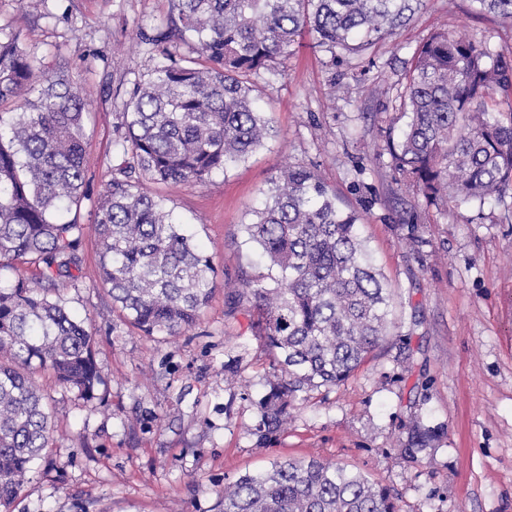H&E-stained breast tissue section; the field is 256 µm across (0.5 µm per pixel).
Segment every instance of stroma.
Instances as JSON below:
<instances>
[{
	"mask_svg": "<svg viewBox=\"0 0 512 512\" xmlns=\"http://www.w3.org/2000/svg\"><path fill=\"white\" fill-rule=\"evenodd\" d=\"M177 18V0H0V29L25 35L31 57L88 93L79 223H92L121 162L113 142L127 91L152 66L144 39ZM441 29L512 57V20L472 0H427L358 56L301 33L277 75L254 80L273 135L206 182L155 186L215 269L191 330L152 337L121 321L98 244L82 239L80 285L62 295L88 321L101 383L89 402L44 374L53 432L11 512H221L240 475L313 457L387 488L399 512H512V191L439 211L385 152L386 129L404 122L412 55ZM288 164L315 169L359 213L395 326L343 383L298 394L286 429L262 441L260 403L279 371L254 313L229 309L225 287L255 272L242 226ZM418 426L442 434L409 459L402 448Z\"/></svg>",
	"mask_w": 512,
	"mask_h": 512,
	"instance_id": "1",
	"label": "stroma"
}]
</instances>
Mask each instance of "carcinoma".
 <instances>
[{"mask_svg":"<svg viewBox=\"0 0 512 512\" xmlns=\"http://www.w3.org/2000/svg\"><path fill=\"white\" fill-rule=\"evenodd\" d=\"M512 19V0H474ZM424 0H178L202 64H185L171 33L146 39L153 66L136 81L117 126L119 168L94 222L66 215L85 193L86 92L45 74L0 37V270L34 263L36 281L0 284V509L9 512L48 447L52 411L37 372L92 400L100 375L86 320L58 293L76 288L77 247L89 230L112 307L146 336L192 329L209 305L215 270L195 233L145 183L208 180L245 160L273 129L250 77L273 75L306 29L315 45L362 54L393 37ZM401 95L406 122L386 131L390 162L427 206L501 200L512 186V59L440 30L417 48ZM41 81L35 99L27 94ZM242 225L265 265L227 292L249 304L255 329L277 356L281 378L261 404L259 439L288 421L297 393L343 382L390 334V293L358 230L319 175L288 166ZM435 430L417 427L404 454ZM222 512H398L391 493L359 472L317 459L275 462L224 488Z\"/></svg>","mask_w":512,"mask_h":512,"instance_id":"1","label":"carcinoma"}]
</instances>
